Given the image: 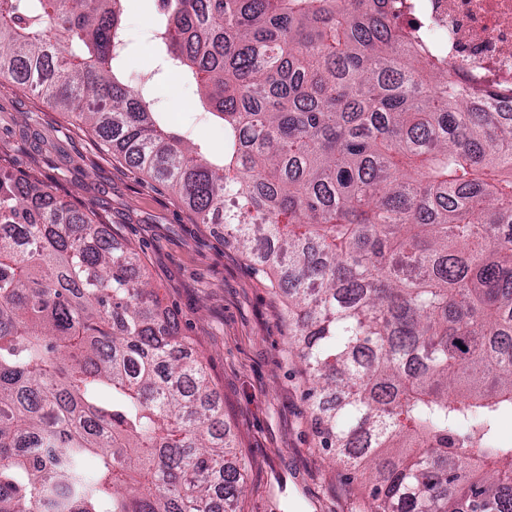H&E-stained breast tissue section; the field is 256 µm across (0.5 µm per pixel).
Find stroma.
I'll return each mask as SVG.
<instances>
[{
    "mask_svg": "<svg viewBox=\"0 0 512 512\" xmlns=\"http://www.w3.org/2000/svg\"><path fill=\"white\" fill-rule=\"evenodd\" d=\"M154 16L153 0H126L129 83L155 62ZM154 96L170 122L222 150L221 135L195 109L194 86L164 76ZM0 161L90 209L139 252L224 405L246 478L232 512H363L365 483L319 446L309 384L288 343V299L225 239L223 225L199 223L169 188L100 147L88 127L6 81Z\"/></svg>",
    "mask_w": 512,
    "mask_h": 512,
    "instance_id": "35a3bbf8",
    "label": "stroma"
}]
</instances>
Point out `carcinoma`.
Listing matches in <instances>:
<instances>
[{"instance_id":"carcinoma-1","label":"carcinoma","mask_w":512,"mask_h":512,"mask_svg":"<svg viewBox=\"0 0 512 512\" xmlns=\"http://www.w3.org/2000/svg\"><path fill=\"white\" fill-rule=\"evenodd\" d=\"M123 2L0 0V80L275 274L321 447L368 477V512H512V112L411 54L393 0H154L216 152L125 83ZM244 484L138 253L0 165V512H227Z\"/></svg>"}]
</instances>
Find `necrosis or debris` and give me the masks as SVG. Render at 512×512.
<instances>
[{
  "label": "necrosis or debris",
  "instance_id": "necrosis-or-debris-1",
  "mask_svg": "<svg viewBox=\"0 0 512 512\" xmlns=\"http://www.w3.org/2000/svg\"><path fill=\"white\" fill-rule=\"evenodd\" d=\"M408 20L471 92L512 110V0H404Z\"/></svg>",
  "mask_w": 512,
  "mask_h": 512
}]
</instances>
